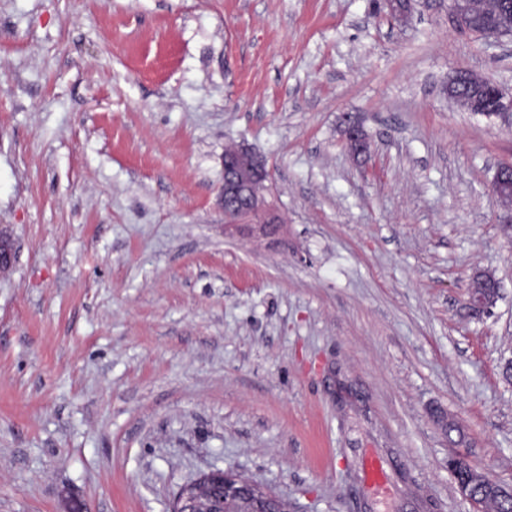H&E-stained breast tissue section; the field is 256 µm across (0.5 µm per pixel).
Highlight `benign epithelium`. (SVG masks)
<instances>
[{"mask_svg":"<svg viewBox=\"0 0 512 512\" xmlns=\"http://www.w3.org/2000/svg\"><path fill=\"white\" fill-rule=\"evenodd\" d=\"M418 0H382V7L399 19L409 17ZM453 19L469 31V20L485 6L479 0H456ZM462 81L456 75L448 82V91L454 102L469 112L479 114L491 111L497 117L512 120V94H506L497 85L486 92L458 90ZM343 139L348 152L359 157L367 154V135L351 115L345 117ZM271 174L266 160L245 145H234L224 151V186L221 204L226 224L243 227L262 234H271L281 227L278 214L267 204L265 192ZM500 297L499 281L491 273L477 272L470 278L465 307L477 318L493 315ZM448 471L455 477L461 496L473 503L475 490L498 501L512 500V486L504 485L488 473L472 467L464 458L448 459ZM284 501L264 486L220 467L213 468L200 477L181 485L174 499L172 512H284Z\"/></svg>","mask_w":512,"mask_h":512,"instance_id":"1","label":"benign epithelium"}]
</instances>
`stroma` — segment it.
<instances>
[{
	"label": "stroma",
	"instance_id": "1",
	"mask_svg": "<svg viewBox=\"0 0 512 512\" xmlns=\"http://www.w3.org/2000/svg\"><path fill=\"white\" fill-rule=\"evenodd\" d=\"M449 3L0 0V512H171L215 466L294 512H474L455 452L512 485V125L445 92L512 93V35ZM232 141L275 237L224 229ZM344 124L343 139L348 152L353 157L367 154L369 141L363 127L357 119L351 115H347ZM489 283V288L485 285ZM499 281L492 273L477 272L470 278L465 307L469 314L477 318L493 315L500 297Z\"/></svg>",
	"mask_w": 512,
	"mask_h": 512
}]
</instances>
